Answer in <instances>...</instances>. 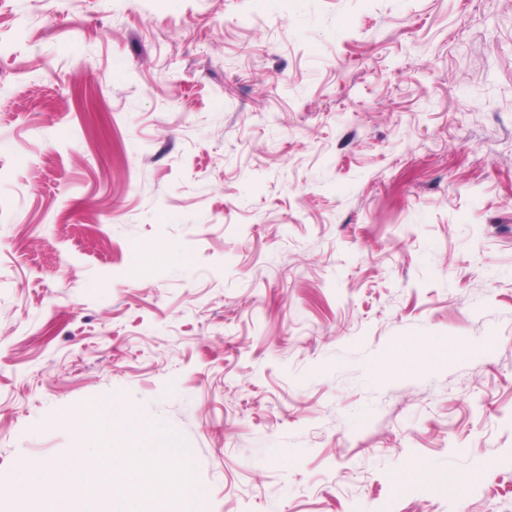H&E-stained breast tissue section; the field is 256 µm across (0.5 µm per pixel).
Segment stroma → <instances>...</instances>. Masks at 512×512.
Returning a JSON list of instances; mask_svg holds the SVG:
<instances>
[{
	"label": "stroma",
	"mask_w": 512,
	"mask_h": 512,
	"mask_svg": "<svg viewBox=\"0 0 512 512\" xmlns=\"http://www.w3.org/2000/svg\"><path fill=\"white\" fill-rule=\"evenodd\" d=\"M2 138L0 512L97 399L203 512H512V0H0Z\"/></svg>",
	"instance_id": "1"
}]
</instances>
